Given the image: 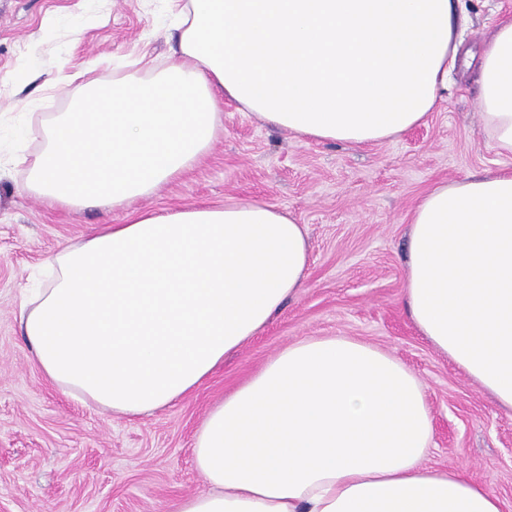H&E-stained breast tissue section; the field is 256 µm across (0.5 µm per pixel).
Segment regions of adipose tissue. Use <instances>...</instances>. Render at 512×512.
I'll list each match as a JSON object with an SVG mask.
<instances>
[{
	"label": "adipose tissue",
	"instance_id": "ef3b65f1",
	"mask_svg": "<svg viewBox=\"0 0 512 512\" xmlns=\"http://www.w3.org/2000/svg\"><path fill=\"white\" fill-rule=\"evenodd\" d=\"M178 63L87 84L42 127L28 186L120 207L190 169L224 99L318 142L368 145L445 98L465 0H170ZM493 148L512 155V19L479 64ZM403 303L416 328L512 411V169L437 184L411 219ZM301 224L262 201L129 214L49 261L19 328L65 395L139 416L202 385L304 286ZM421 382L349 336L282 350L225 397L195 442L210 489L174 512H505L459 465L430 467Z\"/></svg>",
	"mask_w": 512,
	"mask_h": 512
}]
</instances>
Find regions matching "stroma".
<instances>
[{"label": "stroma", "instance_id": "1", "mask_svg": "<svg viewBox=\"0 0 512 512\" xmlns=\"http://www.w3.org/2000/svg\"><path fill=\"white\" fill-rule=\"evenodd\" d=\"M468 28L448 97L403 137L354 146L273 130L232 100L211 150L129 210L260 200L303 224L305 284L265 329L227 355L187 398L126 417L82 405L37 368L18 324L32 275L127 210L52 205L26 190L41 128L68 111L74 87L148 76L174 63L168 0H0V512H171L206 491L194 444L208 412L288 345L351 336L403 362L422 382L432 424L426 465L458 464L512 504V412L437 351L402 303L409 221L442 181L502 168L477 106L469 60L512 0H466ZM27 80H18L20 68ZM71 76L57 83L58 74Z\"/></svg>", "mask_w": 512, "mask_h": 512}]
</instances>
